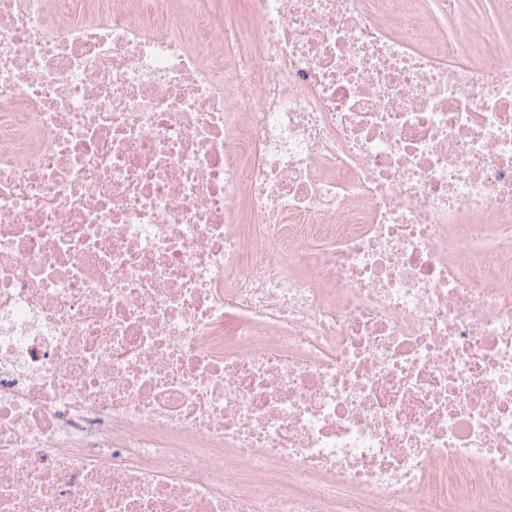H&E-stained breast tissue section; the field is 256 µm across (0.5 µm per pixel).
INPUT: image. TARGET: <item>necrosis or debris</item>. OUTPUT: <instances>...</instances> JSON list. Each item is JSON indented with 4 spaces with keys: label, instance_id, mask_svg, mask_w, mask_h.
I'll use <instances>...</instances> for the list:
<instances>
[{
    "label": "necrosis or debris",
    "instance_id": "necrosis-or-debris-1",
    "mask_svg": "<svg viewBox=\"0 0 512 512\" xmlns=\"http://www.w3.org/2000/svg\"><path fill=\"white\" fill-rule=\"evenodd\" d=\"M244 3L0 0V512H512V41Z\"/></svg>",
    "mask_w": 512,
    "mask_h": 512
}]
</instances>
